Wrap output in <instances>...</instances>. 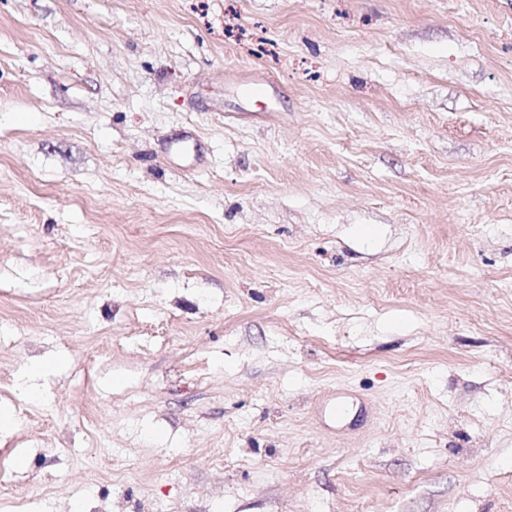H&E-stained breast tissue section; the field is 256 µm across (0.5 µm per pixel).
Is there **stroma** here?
Wrapping results in <instances>:
<instances>
[{"label":"stroma","instance_id":"1","mask_svg":"<svg viewBox=\"0 0 512 512\" xmlns=\"http://www.w3.org/2000/svg\"><path fill=\"white\" fill-rule=\"evenodd\" d=\"M0 412L25 512H512V0H0Z\"/></svg>","mask_w":512,"mask_h":512}]
</instances>
